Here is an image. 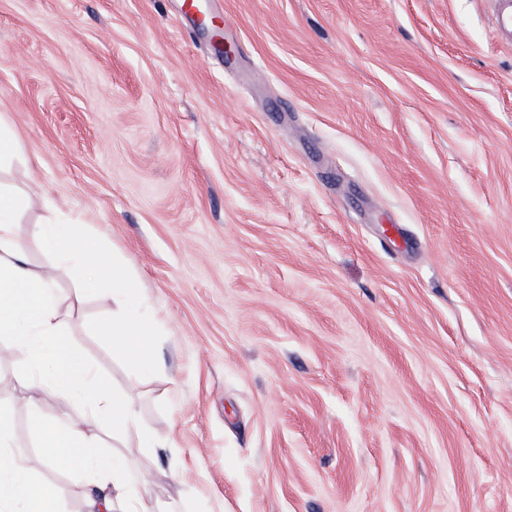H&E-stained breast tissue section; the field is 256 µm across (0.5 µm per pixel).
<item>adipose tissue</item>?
<instances>
[{
	"mask_svg": "<svg viewBox=\"0 0 512 512\" xmlns=\"http://www.w3.org/2000/svg\"><path fill=\"white\" fill-rule=\"evenodd\" d=\"M21 209L20 198L0 188V335L9 337L28 368L35 396L31 424L44 438V465L81 475L88 512H146L148 473L133 475L124 456L99 451L102 433L119 441L136 429L133 395L103 385L95 369L68 345L53 274L33 268L17 239ZM36 233L58 262L84 259L95 268L108 263L75 225L41 224ZM112 286L127 303L122 314L105 324L113 348L132 364L148 368L153 321L139 310L141 290L130 272L119 269L112 272ZM42 397L62 398L78 410L45 418L39 412ZM10 446V424L0 417V512H59L54 489L36 483L26 459L12 454Z\"/></svg>",
	"mask_w": 512,
	"mask_h": 512,
	"instance_id": "1",
	"label": "adipose tissue"
}]
</instances>
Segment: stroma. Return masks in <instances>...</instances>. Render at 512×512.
Wrapping results in <instances>:
<instances>
[{
    "instance_id": "obj_1",
    "label": "stroma",
    "mask_w": 512,
    "mask_h": 512,
    "mask_svg": "<svg viewBox=\"0 0 512 512\" xmlns=\"http://www.w3.org/2000/svg\"><path fill=\"white\" fill-rule=\"evenodd\" d=\"M0 0V167L78 223L157 323L57 267L66 340L138 430L150 512H512V40L491 0ZM26 367L0 416L46 477ZM155 445L144 448L141 436ZM112 294L115 292L127 303V309L120 315L112 316L104 327L112 335L113 349L126 356L140 367L148 368L153 362L149 336L153 334L152 319L140 312L141 289L135 277L126 270H119L112 257Z\"/></svg>"
}]
</instances>
